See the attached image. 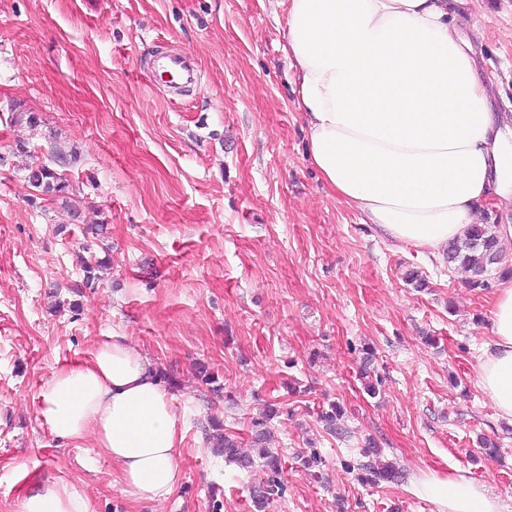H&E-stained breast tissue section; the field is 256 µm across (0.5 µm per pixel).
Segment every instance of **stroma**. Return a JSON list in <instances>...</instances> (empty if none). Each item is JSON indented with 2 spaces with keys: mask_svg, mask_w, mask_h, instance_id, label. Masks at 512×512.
Segmentation results:
<instances>
[{
  "mask_svg": "<svg viewBox=\"0 0 512 512\" xmlns=\"http://www.w3.org/2000/svg\"><path fill=\"white\" fill-rule=\"evenodd\" d=\"M286 13L268 0H0V512H18L42 481L79 486L90 512H252L265 470L217 457L208 420L249 454L270 403L286 491L269 512H439L424 491L434 475L482 486L512 512V422L477 379L492 293L382 241L325 187ZM454 16L512 125V0H457ZM161 52L190 55L198 86L178 96L150 83L141 68ZM16 105L40 126L11 123ZM58 154L74 218L26 179ZM88 253L111 267L77 294ZM411 270L424 288L406 282ZM115 331L177 382L181 479L162 503L129 502L111 458L55 438L38 414L52 373ZM365 346L382 380L374 398L359 380ZM199 362L222 396L197 379ZM332 402L339 437L317 421ZM480 435L500 442L498 457ZM367 437L401 482L359 480ZM311 442L312 472L295 460Z\"/></svg>",
  "mask_w": 512,
  "mask_h": 512,
  "instance_id": "1",
  "label": "stroma"
}]
</instances>
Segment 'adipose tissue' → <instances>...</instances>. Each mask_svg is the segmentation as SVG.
I'll return each mask as SVG.
<instances>
[{
	"mask_svg": "<svg viewBox=\"0 0 512 512\" xmlns=\"http://www.w3.org/2000/svg\"><path fill=\"white\" fill-rule=\"evenodd\" d=\"M286 26L309 158L381 238L440 260L484 204H512V127L491 111L446 0H288ZM489 319L478 380L512 421V278L499 282ZM39 415L53 435L92 440L112 457L129 501L163 502L176 489L174 397L129 336L113 333L88 360L56 369ZM424 488L444 512H499L467 481ZM19 512H88V503L79 487L47 482Z\"/></svg>",
	"mask_w": 512,
	"mask_h": 512,
	"instance_id": "adipose-tissue-1",
	"label": "adipose tissue"
}]
</instances>
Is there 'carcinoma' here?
I'll use <instances>...</instances> for the list:
<instances>
[{
    "mask_svg": "<svg viewBox=\"0 0 512 512\" xmlns=\"http://www.w3.org/2000/svg\"><path fill=\"white\" fill-rule=\"evenodd\" d=\"M27 180L43 195L60 200L65 208L72 209L70 183L55 168L46 164L32 166L29 168ZM493 228L492 224H473L464 238L448 243L446 253L448 262L457 264L468 272L467 286L473 290L490 288V280L494 273L501 277L505 275L512 277V268L502 265L501 250L498 248V240ZM82 264L84 277L81 287L93 288L102 280V272L110 268V258H96L92 262L84 260ZM373 358L372 349H363L360 376L364 379V390L374 396L377 393V387L369 380ZM276 414L277 410L270 407L267 409L265 419L252 422L253 447L259 449V458L263 460V467L267 473L266 480L252 491L253 512H268L270 505L283 497L286 491V485L282 479L284 467L280 457L266 449L270 439L268 420ZM339 416L340 410L335 404L318 412V420L323 424L326 433L336 436L343 434V429L338 424ZM212 427L211 444L214 453L227 461L238 463L243 468L251 467L253 459L240 452L236 436L224 432L222 425L216 421L212 422ZM380 454L381 449L377 442L372 438L367 439L362 449V456L367 458V461L359 463V469L365 473L366 479L374 483L399 481L403 473L394 464L372 462V459L380 457Z\"/></svg>",
    "mask_w": 512,
    "mask_h": 512,
    "instance_id": "cac0c4a2",
    "label": "carcinoma"
}]
</instances>
